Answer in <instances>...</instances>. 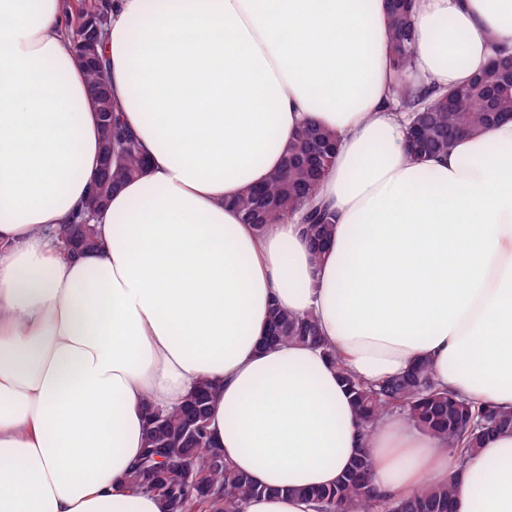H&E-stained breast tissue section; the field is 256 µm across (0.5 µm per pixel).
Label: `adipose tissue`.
I'll return each instance as SVG.
<instances>
[{
    "mask_svg": "<svg viewBox=\"0 0 512 512\" xmlns=\"http://www.w3.org/2000/svg\"><path fill=\"white\" fill-rule=\"evenodd\" d=\"M69 13L0 0V512H163L127 475L149 412L202 381L225 460L272 489L247 512H316L296 489L362 455L377 501L449 484L455 512H512V432L458 467L402 410L363 430L339 377L424 361L439 388L512 410V120L415 161L392 97L512 54V0H414L402 76L386 0H112L101 53L148 167L80 254L57 231L91 191L100 125ZM306 123L338 138L319 260L298 216L260 234L232 205ZM274 306L315 316L335 359L262 347Z\"/></svg>",
    "mask_w": 512,
    "mask_h": 512,
    "instance_id": "obj_1",
    "label": "adipose tissue"
}]
</instances>
